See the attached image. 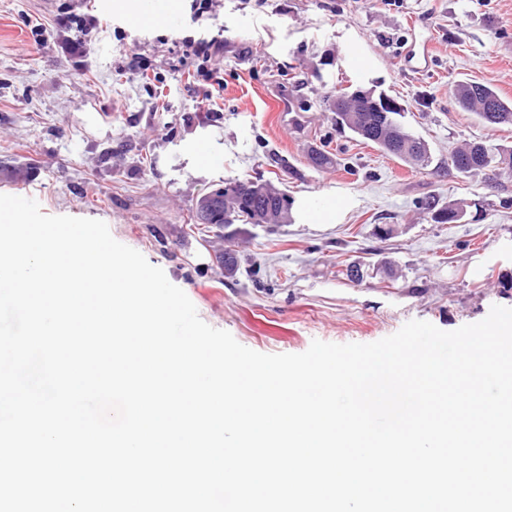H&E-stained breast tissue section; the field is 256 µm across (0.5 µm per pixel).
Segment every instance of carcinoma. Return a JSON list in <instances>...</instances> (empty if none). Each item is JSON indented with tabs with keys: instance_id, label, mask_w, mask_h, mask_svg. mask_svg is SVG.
<instances>
[{
	"instance_id": "obj_1",
	"label": "carcinoma",
	"mask_w": 512,
	"mask_h": 512,
	"mask_svg": "<svg viewBox=\"0 0 512 512\" xmlns=\"http://www.w3.org/2000/svg\"><path fill=\"white\" fill-rule=\"evenodd\" d=\"M453 97L458 105L473 112L485 124L512 125V100L503 98L494 88L472 80L457 81ZM340 106L334 114L341 117L338 125L350 130L367 143H372L387 154L413 165L423 166L429 161L425 141L414 135L400 120L403 105L386 112L369 111L366 103L345 92H337ZM311 163L318 170H327L337 164L334 155L322 149L311 150ZM457 172L468 174L482 172L497 178L512 174V146L489 145L482 140L470 141L454 151L448 158ZM238 180L229 179L211 189L196 204L191 221L198 223V211L211 212L207 232H224L227 224L254 223V203L236 192ZM224 275L233 278L240 273L237 257L231 251L218 256Z\"/></svg>"
}]
</instances>
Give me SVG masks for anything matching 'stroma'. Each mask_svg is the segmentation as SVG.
Returning <instances> with one entry per match:
<instances>
[{
  "label": "stroma",
  "instance_id": "1",
  "mask_svg": "<svg viewBox=\"0 0 512 512\" xmlns=\"http://www.w3.org/2000/svg\"><path fill=\"white\" fill-rule=\"evenodd\" d=\"M88 16L96 27H76ZM187 35L223 38L209 77L195 76ZM427 40L431 66L414 71L405 53ZM354 49L360 75L345 65ZM460 79L512 100V0H212L198 20L184 0L174 28L132 25L98 0H0V194L104 221L204 322L259 353L372 343L411 320L452 331L512 308V175L491 184L448 165L467 141L511 146L512 126L461 110ZM216 82L223 90L207 98ZM339 88L404 104L429 165L338 129L329 97ZM194 132L217 158L204 175L188 158ZM314 147L337 166L314 169ZM238 177L285 191L292 207L287 223L246 225L233 243L241 271L228 278L215 259L225 241L189 218ZM327 195L345 202L335 223H305L302 206ZM429 198L464 204L466 223H435Z\"/></svg>",
  "mask_w": 512,
  "mask_h": 512
}]
</instances>
